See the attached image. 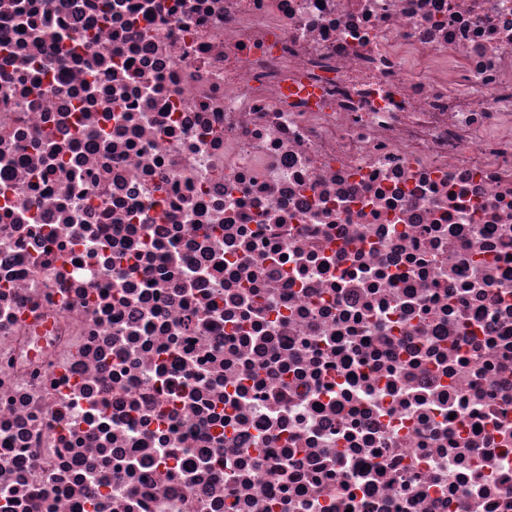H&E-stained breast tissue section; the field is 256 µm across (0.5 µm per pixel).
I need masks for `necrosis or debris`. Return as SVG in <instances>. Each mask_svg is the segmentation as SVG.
Instances as JSON below:
<instances>
[{
    "label": "necrosis or debris",
    "mask_w": 512,
    "mask_h": 512,
    "mask_svg": "<svg viewBox=\"0 0 512 512\" xmlns=\"http://www.w3.org/2000/svg\"><path fill=\"white\" fill-rule=\"evenodd\" d=\"M0 512H512V0H0Z\"/></svg>",
    "instance_id": "4bbe7bcc"
}]
</instances>
